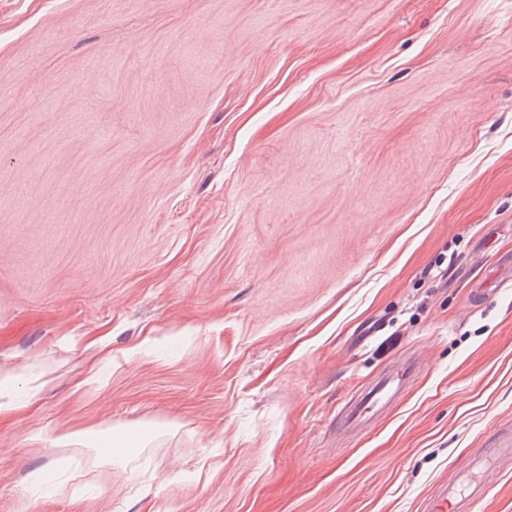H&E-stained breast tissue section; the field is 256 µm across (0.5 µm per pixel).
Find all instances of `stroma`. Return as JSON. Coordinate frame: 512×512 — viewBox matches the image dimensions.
Here are the masks:
<instances>
[{
    "instance_id": "obj_1",
    "label": "stroma",
    "mask_w": 512,
    "mask_h": 512,
    "mask_svg": "<svg viewBox=\"0 0 512 512\" xmlns=\"http://www.w3.org/2000/svg\"><path fill=\"white\" fill-rule=\"evenodd\" d=\"M506 253L512 0H0V512H425L512 445ZM418 365L412 358L400 361L369 388L349 401L340 411L336 433L346 434L366 426L375 416L390 407L413 380ZM512 455V448H478L475 457L460 467L454 480L441 486L427 505L426 512H459L467 497H480L485 492L484 473L499 457ZM465 492L468 493L465 496Z\"/></svg>"
}]
</instances>
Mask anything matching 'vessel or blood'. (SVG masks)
Segmentation results:
<instances>
[{
	"mask_svg": "<svg viewBox=\"0 0 512 512\" xmlns=\"http://www.w3.org/2000/svg\"><path fill=\"white\" fill-rule=\"evenodd\" d=\"M418 371L414 359L400 361L369 388L349 401L336 421L337 434L343 435L366 426L375 416L390 407L413 380ZM504 448H481L458 470L454 480L441 486L427 505L426 512H462L466 498L485 492L483 476L492 463L507 456Z\"/></svg>",
	"mask_w": 512,
	"mask_h": 512,
	"instance_id": "obj_1",
	"label": "vessel or blood"
}]
</instances>
